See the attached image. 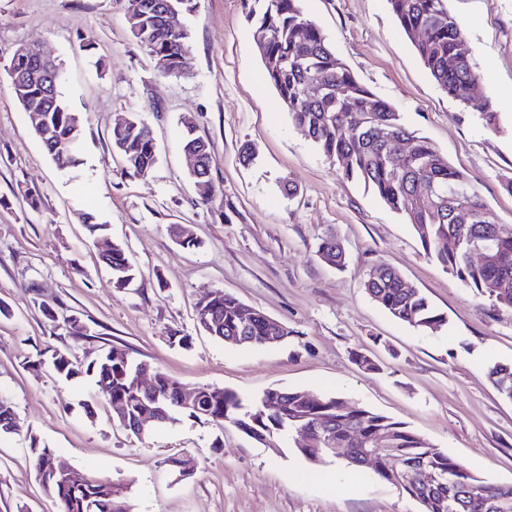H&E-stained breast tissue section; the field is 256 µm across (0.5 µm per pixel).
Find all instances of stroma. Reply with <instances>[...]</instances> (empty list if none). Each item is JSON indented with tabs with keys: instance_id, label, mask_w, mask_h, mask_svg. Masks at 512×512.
Segmentation results:
<instances>
[{
	"instance_id": "stroma-1",
	"label": "stroma",
	"mask_w": 512,
	"mask_h": 512,
	"mask_svg": "<svg viewBox=\"0 0 512 512\" xmlns=\"http://www.w3.org/2000/svg\"><path fill=\"white\" fill-rule=\"evenodd\" d=\"M253 3L194 0L176 18L190 33L191 67L163 76L131 36L124 0H0V399L26 426L0 434V512H59L31 467L34 438L60 463L123 484L130 512H420L373 470L310 464L288 438L274 450L192 419L135 437L113 424L92 377L66 381L33 367L50 349L86 363L116 347L187 386L246 397L269 388L339 395L406 423L484 479L512 484V402L487 376L490 364L512 366V313L426 257L411 226L363 182L341 176L292 123L253 42ZM302 7L355 78L512 224V0H448L479 93L497 114L493 129L432 79L385 0ZM25 44L60 65L61 91L84 120L70 168L46 155L12 93L6 68ZM134 114L158 147L145 177L124 174L112 148L113 127ZM187 117L211 143L214 191L204 201L187 177ZM245 146L257 155L249 165L239 159ZM287 183L294 195L284 194ZM87 212L135 265L127 287L101 262ZM173 224L195 247L172 239ZM329 234L343 247V269L316 254ZM380 263L446 317L442 330H417L366 294ZM218 289L283 323L287 340L239 348L205 334L195 305ZM46 304L55 319L44 316ZM72 314L88 326L79 341L63 325ZM183 336L189 347L179 346ZM356 351L378 371L355 364ZM173 454L197 460L192 477L176 479L166 463Z\"/></svg>"
}]
</instances>
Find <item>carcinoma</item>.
Segmentation results:
<instances>
[{
    "label": "carcinoma",
    "instance_id": "1",
    "mask_svg": "<svg viewBox=\"0 0 512 512\" xmlns=\"http://www.w3.org/2000/svg\"><path fill=\"white\" fill-rule=\"evenodd\" d=\"M192 0H125V18L137 43L153 58L163 62L158 72L183 73V60L191 53L187 30L165 25L170 8L188 7ZM259 5L249 11L253 33L266 36L260 53L268 81L292 122L301 128L313 145L337 165L348 179H358L371 187L382 202L409 224L426 256L440 263L465 287L487 294L496 310L512 311V224H501L472 186L471 180L448 164V159L426 138L416 135L403 123L392 106L378 100L351 73L331 49L321 28L307 18L301 0H254ZM403 31L415 40L418 55L435 82L451 97L480 112L486 124L496 126V113L487 101L474 94L480 75L463 50L464 33L448 10V0H386ZM9 69L22 78L14 95L28 113L38 115L34 133L47 155L58 160L65 152L66 162H74V149L82 122L74 119L60 84L47 82L31 47L13 55ZM112 146L122 168L131 176H146L157 161V147L151 129L137 117L129 124L112 129ZM184 149L200 155V174L210 177L211 144L187 128ZM402 151V166L393 167L389 155ZM431 186V200L418 205L415 186ZM454 242L455 247L448 246ZM487 250L489 259L473 264L474 250ZM320 259L329 266L344 265V254L333 237L318 246ZM119 286L136 275L125 248L117 243L105 259ZM364 287L369 296L394 318L414 328L438 332L447 324L427 298L401 274L387 264L371 268ZM243 303L222 290L205 294L197 303L200 326L225 344H240L241 336H263L269 331L270 317L253 310L244 324L238 311ZM55 374L70 381L83 375L95 379L97 394L106 404L124 403L127 415L135 417L153 404L154 399L177 398L186 386L157 370L155 396L141 392L136 384L139 364L121 351L100 354L87 364L73 361L59 350L53 351ZM487 375L501 396L512 401V366L492 364ZM201 405L188 409L182 417L213 425L229 424L243 432L260 433L269 446H278L285 436L302 440L310 433L317 439L314 448H304L300 456L311 464L330 459L327 441L334 439L347 449L339 463L352 469L373 468L386 482L389 475L379 462L363 459V443L378 433L391 436L402 462H413L437 474L446 472L455 482L416 488L408 496L421 507L420 512H501L498 505H511L512 485H498L477 476L463 464L440 451L404 423L367 409L339 396L318 395L306 390H288L275 402L259 411L262 398L247 400L237 392L210 385H199ZM24 429L12 406L0 400V433H20ZM358 431L357 441L348 432ZM30 452L35 471H40L54 451L39 446L30 437ZM59 502L62 512H125L123 488L107 478L72 470L45 484Z\"/></svg>",
    "mask_w": 512,
    "mask_h": 512
}]
</instances>
